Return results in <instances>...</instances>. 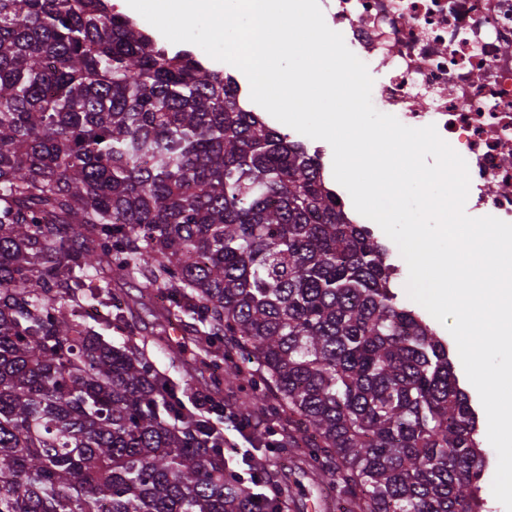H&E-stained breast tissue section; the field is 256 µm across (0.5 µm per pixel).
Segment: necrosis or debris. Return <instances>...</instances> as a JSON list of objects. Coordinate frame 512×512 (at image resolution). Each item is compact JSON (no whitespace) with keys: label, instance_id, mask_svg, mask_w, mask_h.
<instances>
[{"label":"necrosis or debris","instance_id":"obj_1","mask_svg":"<svg viewBox=\"0 0 512 512\" xmlns=\"http://www.w3.org/2000/svg\"><path fill=\"white\" fill-rule=\"evenodd\" d=\"M380 74L374 99L467 162L469 210L512 223V0H318Z\"/></svg>","mask_w":512,"mask_h":512}]
</instances>
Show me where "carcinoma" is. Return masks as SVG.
<instances>
[{
  "instance_id": "obj_1",
  "label": "carcinoma",
  "mask_w": 512,
  "mask_h": 512,
  "mask_svg": "<svg viewBox=\"0 0 512 512\" xmlns=\"http://www.w3.org/2000/svg\"><path fill=\"white\" fill-rule=\"evenodd\" d=\"M167 294L203 361H255L345 512H480L447 344L317 158L109 0H0V512H285L133 344L78 320Z\"/></svg>"
}]
</instances>
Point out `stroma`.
<instances>
[{
	"label": "stroma",
	"mask_w": 512,
	"mask_h": 512,
	"mask_svg": "<svg viewBox=\"0 0 512 512\" xmlns=\"http://www.w3.org/2000/svg\"><path fill=\"white\" fill-rule=\"evenodd\" d=\"M118 295L121 308L133 309L138 331L130 337L114 328L104 331V340L117 346L133 342L170 378L179 398L192 404L198 388L211 382L214 370L198 363L192 352L183 348V339L190 330L188 323L159 321L156 309L164 298L159 293L148 295L141 280H124ZM261 393L258 385L240 380L223 382L217 399L224 406V414L214 417L215 426L227 442L238 446L241 456L251 458L271 480L288 487L286 512H339L331 474L314 467L308 450L289 447L287 415L274 418L253 413L244 423L236 416L242 402L255 400Z\"/></svg>",
	"instance_id": "stroma-1"
}]
</instances>
